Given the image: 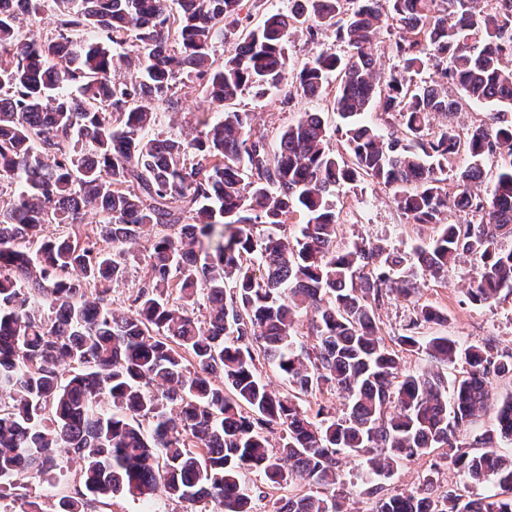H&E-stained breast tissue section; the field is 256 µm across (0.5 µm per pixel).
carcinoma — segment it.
<instances>
[{"instance_id":"1","label":"carcinoma","mask_w":512,"mask_h":512,"mask_svg":"<svg viewBox=\"0 0 512 512\" xmlns=\"http://www.w3.org/2000/svg\"><path fill=\"white\" fill-rule=\"evenodd\" d=\"M247 2L22 0L0 10V486L52 471L53 449L70 448L82 488L58 512L148 502L160 486L214 512H252L242 473L253 469L273 486L295 476L310 486L269 512H344L345 455L360 458L372 512H512V455L499 447L512 443V393L494 429L465 434L489 377L512 378V352L424 335L448 316L416 300L463 255L477 262L471 303L512 294V249L502 246L512 237V0L489 11L484 0H290L288 13L256 25ZM47 6L55 26L37 32ZM383 27L398 60L387 77L372 53ZM327 31L345 54L293 62L292 34L316 46ZM224 33L235 41L220 61L212 48ZM125 46L131 79L114 59ZM428 65L435 78L414 82ZM178 83L209 106L192 138L155 132L157 112L178 106ZM450 84L496 106L492 123L463 134L433 126L432 116L457 112ZM246 89L324 107L271 137L255 113L232 108ZM374 107L398 117L402 137L360 120ZM330 112L344 122L341 153L330 148ZM461 152L470 163L450 193L448 164ZM491 154L508 161L484 193ZM364 178L392 189L433 237L408 255L337 247L330 197ZM450 209L480 219L449 223ZM48 224L70 232L49 235ZM146 226L157 229L146 273L119 313L112 284ZM394 294L415 316L389 346L375 313ZM302 313L310 342L300 340ZM403 352L455 375L406 371ZM266 364L287 393L262 379ZM325 389L344 400L338 418L303 408ZM431 453L422 490L382 494L402 461ZM443 468L495 492H439L432 475Z\"/></svg>"}]
</instances>
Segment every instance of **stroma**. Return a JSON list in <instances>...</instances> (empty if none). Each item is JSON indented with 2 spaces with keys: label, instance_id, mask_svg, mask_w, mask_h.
Returning <instances> with one entry per match:
<instances>
[{
  "label": "stroma",
  "instance_id": "stroma-1",
  "mask_svg": "<svg viewBox=\"0 0 512 512\" xmlns=\"http://www.w3.org/2000/svg\"><path fill=\"white\" fill-rule=\"evenodd\" d=\"M237 106L256 113L258 125L272 131L298 113L320 109L321 103L296 99L284 104L255 98L252 92L247 91L238 98ZM204 107L202 96L181 98L177 109L160 112L157 129L166 134L191 133ZM332 202L340 216L337 239L343 245L364 241L408 253L416 240L429 238L433 234L431 226L410 225L407 217L394 204L390 191L369 180L338 186ZM152 237V230H145L130 247L125 277L112 292L113 307L119 312H126L127 298L145 274L144 258ZM475 275V262L464 258L449 267L445 282L434 283L424 289V300L440 306L448 315L447 323L435 326L434 332L461 342L489 338L500 349L511 351L512 295L490 306L471 304L466 291ZM57 460L61 467L59 478L50 481L39 478L26 480L13 495L0 499V512H20L21 500L25 497L37 500L43 512H57L60 496L78 487L81 480L80 467L74 454L59 450Z\"/></svg>",
  "mask_w": 512,
  "mask_h": 512
}]
</instances>
